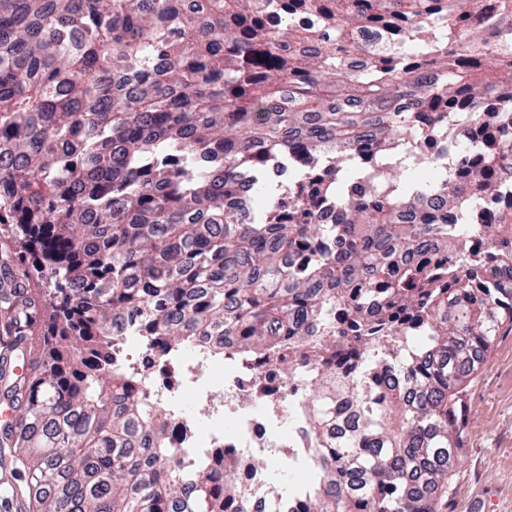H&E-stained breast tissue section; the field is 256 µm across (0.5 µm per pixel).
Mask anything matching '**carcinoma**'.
Returning a JSON list of instances; mask_svg holds the SVG:
<instances>
[{
    "label": "carcinoma",
    "instance_id": "1",
    "mask_svg": "<svg viewBox=\"0 0 512 512\" xmlns=\"http://www.w3.org/2000/svg\"><path fill=\"white\" fill-rule=\"evenodd\" d=\"M0 0V232L34 296L0 291L26 370L0 367L19 405L3 427L38 512H227L234 473L188 480L130 380L128 328L171 344L336 345L312 373L319 448L306 512H436L462 447L467 382L512 333V208L491 224L417 212L398 169L387 194H350L385 135L430 145L448 113L493 143L459 173L473 202L512 172V106L481 126L502 68L459 58L512 0ZM318 27L296 25L301 14ZM441 26L403 49L423 14ZM375 31L394 45L352 39ZM288 165L290 185L269 178ZM250 178L272 199L247 219ZM342 207V224H318ZM484 232L492 254L456 245ZM414 387L409 397L391 378Z\"/></svg>",
    "mask_w": 512,
    "mask_h": 512
}]
</instances>
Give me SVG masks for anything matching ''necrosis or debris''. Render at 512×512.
<instances>
[{
	"label": "necrosis or debris",
	"instance_id": "obj_1",
	"mask_svg": "<svg viewBox=\"0 0 512 512\" xmlns=\"http://www.w3.org/2000/svg\"><path fill=\"white\" fill-rule=\"evenodd\" d=\"M401 142L387 137L380 163L353 188L356 194L388 191ZM482 165L483 151L464 115L436 137L434 149L412 156L432 180L446 177L449 156ZM306 369L292 379L268 348H223L211 336L192 337L183 346H160L153 337L128 333L112 347V369L134 377L141 394L165 409L160 430L182 468L199 476L226 468L239 473L231 495L238 512H304L314 469L315 440L307 404V372L323 365L325 353L302 350Z\"/></svg>",
	"mask_w": 512,
	"mask_h": 512
}]
</instances>
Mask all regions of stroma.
I'll list each match as a JSON object with an SVG mask.
<instances>
[{
  "mask_svg": "<svg viewBox=\"0 0 512 512\" xmlns=\"http://www.w3.org/2000/svg\"><path fill=\"white\" fill-rule=\"evenodd\" d=\"M466 431L437 512H512V335L499 337L465 392Z\"/></svg>",
  "mask_w": 512,
  "mask_h": 512,
  "instance_id": "stroma-1",
  "label": "stroma"
}]
</instances>
